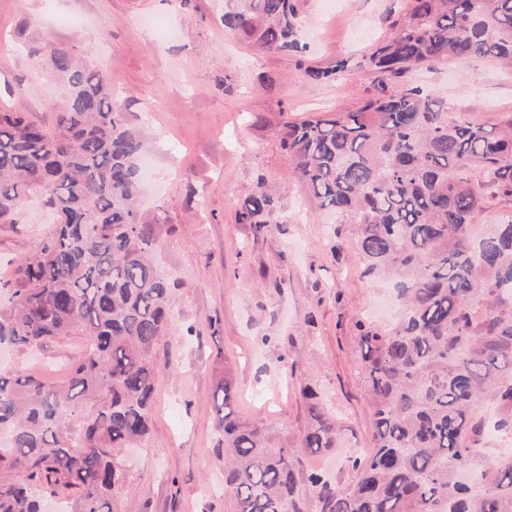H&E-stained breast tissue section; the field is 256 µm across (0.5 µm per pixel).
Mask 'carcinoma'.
Listing matches in <instances>:
<instances>
[{"label":"carcinoma","mask_w":512,"mask_h":512,"mask_svg":"<svg viewBox=\"0 0 512 512\" xmlns=\"http://www.w3.org/2000/svg\"><path fill=\"white\" fill-rule=\"evenodd\" d=\"M298 0H242L224 27L264 52L302 54ZM364 57L374 93L352 109L283 125L291 172L312 200L355 225L363 275L396 279L390 331L360 327L373 447L345 486L298 468L333 448L336 429L311 387L298 447L244 423L226 378L214 393L229 512H512V456L478 448L512 431V221L474 236L484 197H512V118L474 124L396 78L456 58H512V0H407ZM62 88L50 124L0 111V223L26 201L57 217L15 270L0 310V346L81 336L69 379L0 370V512H42L46 495L73 512H117L123 449L150 432L155 349L171 324L173 282L154 264L158 239L136 207L142 142L112 104L107 74L66 47H29ZM339 56L306 66L311 82L351 69ZM261 180L237 220L271 223Z\"/></svg>","instance_id":"carcinoma-1"}]
</instances>
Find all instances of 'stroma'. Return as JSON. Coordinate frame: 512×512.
<instances>
[{
	"label": "stroma",
	"mask_w": 512,
	"mask_h": 512,
	"mask_svg": "<svg viewBox=\"0 0 512 512\" xmlns=\"http://www.w3.org/2000/svg\"><path fill=\"white\" fill-rule=\"evenodd\" d=\"M403 0H300L304 58L267 53L224 27L240 0H0V108L50 121L59 89L28 56L30 42L70 48L105 71L112 102L140 130L152 168L139 197L142 223L161 242L159 270L175 282V324L155 350L159 381L150 435L127 461L122 512H224V451L213 393L231 379L241 419L297 443L313 387L339 431L336 447L300 468L345 484L352 448L372 445L359 324L393 325L381 310L395 291L364 277L355 227L336 223L292 176L285 122L344 111L373 92L363 58ZM351 69L315 84L297 63ZM449 111L491 128L512 115V58L454 59L412 73ZM265 179L277 191L264 231L236 221V205ZM54 216L29 199L0 224V301L17 263L52 233ZM82 341L73 336L13 351L11 368L64 381Z\"/></svg>",
	"instance_id": "obj_1"
}]
</instances>
